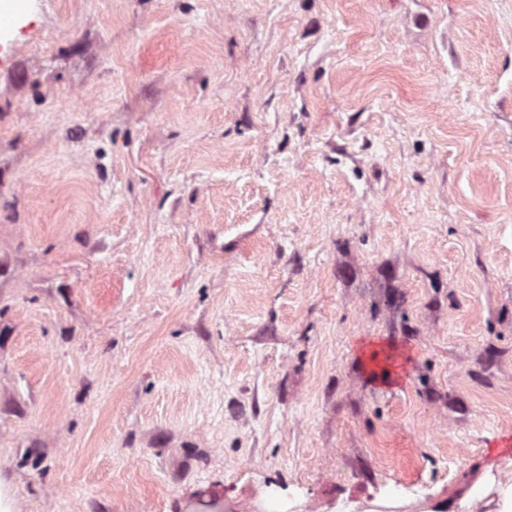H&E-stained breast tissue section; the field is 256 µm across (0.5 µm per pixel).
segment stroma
<instances>
[{"label":"stroma","instance_id":"35a3bbf8","mask_svg":"<svg viewBox=\"0 0 512 512\" xmlns=\"http://www.w3.org/2000/svg\"><path fill=\"white\" fill-rule=\"evenodd\" d=\"M512 492V0H0L7 512Z\"/></svg>","mask_w":512,"mask_h":512}]
</instances>
